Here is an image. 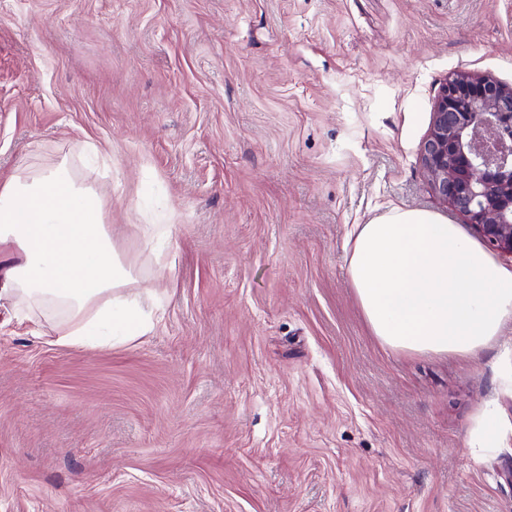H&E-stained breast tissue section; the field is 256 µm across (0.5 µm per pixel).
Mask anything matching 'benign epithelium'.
Instances as JSON below:
<instances>
[{
	"instance_id": "7a95c632",
	"label": "benign epithelium",
	"mask_w": 512,
	"mask_h": 512,
	"mask_svg": "<svg viewBox=\"0 0 512 512\" xmlns=\"http://www.w3.org/2000/svg\"><path fill=\"white\" fill-rule=\"evenodd\" d=\"M421 159L434 194L489 247L512 254V86L465 73L448 79Z\"/></svg>"
}]
</instances>
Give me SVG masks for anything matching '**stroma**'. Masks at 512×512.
Masks as SVG:
<instances>
[{
    "label": "stroma",
    "instance_id": "stroma-1",
    "mask_svg": "<svg viewBox=\"0 0 512 512\" xmlns=\"http://www.w3.org/2000/svg\"><path fill=\"white\" fill-rule=\"evenodd\" d=\"M458 72L512 86V0H0V184L95 186L158 316L0 308V512H512V323L394 350L348 274L390 208L479 241L421 162Z\"/></svg>",
    "mask_w": 512,
    "mask_h": 512
}]
</instances>
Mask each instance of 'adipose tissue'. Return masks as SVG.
Segmentation results:
<instances>
[{
    "mask_svg": "<svg viewBox=\"0 0 512 512\" xmlns=\"http://www.w3.org/2000/svg\"><path fill=\"white\" fill-rule=\"evenodd\" d=\"M1 244L21 256L0 284V306L17 322L56 313V344L82 348L152 331L153 312L125 290L130 266L98 190L66 164L27 168L0 185ZM348 272L373 335L393 349L466 356L512 320V270L427 211L393 208L355 225Z\"/></svg>",
    "mask_w": 512,
    "mask_h": 512,
    "instance_id": "obj_1",
    "label": "adipose tissue"
}]
</instances>
